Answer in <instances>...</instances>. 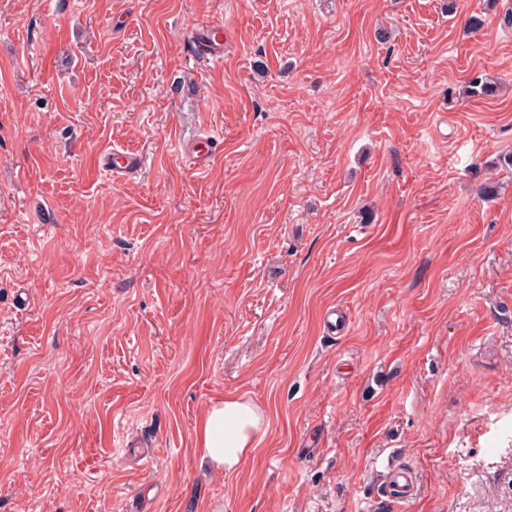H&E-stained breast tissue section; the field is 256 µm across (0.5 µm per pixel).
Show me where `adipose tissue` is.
Wrapping results in <instances>:
<instances>
[{"instance_id":"ef3b65f1","label":"adipose tissue","mask_w":512,"mask_h":512,"mask_svg":"<svg viewBox=\"0 0 512 512\" xmlns=\"http://www.w3.org/2000/svg\"><path fill=\"white\" fill-rule=\"evenodd\" d=\"M267 425L261 406L238 396L210 402L195 428V446L219 472L239 467Z\"/></svg>"}]
</instances>
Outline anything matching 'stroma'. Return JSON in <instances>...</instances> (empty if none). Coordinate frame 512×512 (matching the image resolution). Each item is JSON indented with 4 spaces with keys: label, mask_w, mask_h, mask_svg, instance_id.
<instances>
[{
    "label": "stroma",
    "mask_w": 512,
    "mask_h": 512,
    "mask_svg": "<svg viewBox=\"0 0 512 512\" xmlns=\"http://www.w3.org/2000/svg\"><path fill=\"white\" fill-rule=\"evenodd\" d=\"M510 155L512 0H0V512H512ZM220 142L212 136L199 138L190 147L194 163L204 166L220 151ZM101 165L106 174L116 181L139 171L144 165V158L124 148L113 147L102 155ZM267 425L261 406L244 396L210 402L195 428V446L218 472H232ZM415 476L411 470L405 469L390 477V494L394 499L405 500L413 495Z\"/></svg>",
    "instance_id": "stroma-1"
}]
</instances>
